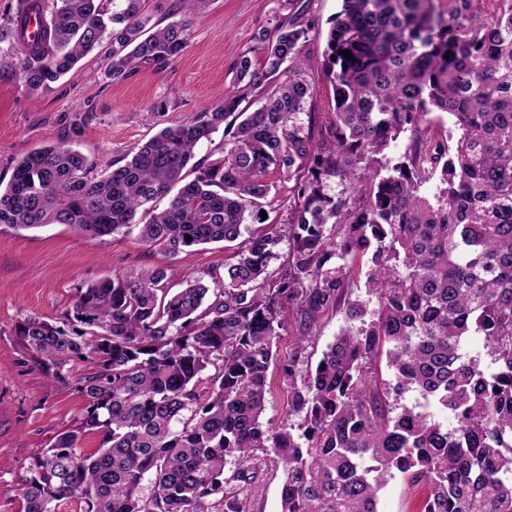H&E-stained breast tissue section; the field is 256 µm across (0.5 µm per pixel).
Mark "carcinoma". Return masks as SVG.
Returning <instances> with one entry per match:
<instances>
[{
  "mask_svg": "<svg viewBox=\"0 0 512 512\" xmlns=\"http://www.w3.org/2000/svg\"><path fill=\"white\" fill-rule=\"evenodd\" d=\"M499 2L484 17L468 14L471 0L448 11L341 0L326 50L334 107L317 140L299 118L315 93L302 76L307 32L290 23L260 39L262 69L239 59L221 105L163 128L107 175L90 176L66 140L16 163L1 225L135 231L172 257L219 242L227 253L209 285L185 275L175 289L173 270L143 269L76 289L58 325H17L51 380L91 364L74 387L86 403L76 429L29 462L23 512L68 499L84 512H250L267 459L284 468L281 512H378L396 476L428 486L422 512H512V0ZM189 36L185 20L158 26L148 0H18L0 20L32 91L107 39V74L123 82L167 68ZM263 85L261 106L241 107ZM433 112L452 123L445 139L419 131ZM221 128L224 155L195 159ZM271 169L294 181L284 224L259 217ZM332 178L344 191L328 192ZM366 255L373 306L345 294ZM287 307L304 322L281 365L296 426L264 420ZM329 311L345 327L306 368L310 327ZM472 336L490 365L464 351ZM408 391L425 404H397ZM88 434L101 437L92 454Z\"/></svg>",
  "mask_w": 512,
  "mask_h": 512,
  "instance_id": "1",
  "label": "carcinoma"
}]
</instances>
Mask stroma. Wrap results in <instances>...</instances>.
<instances>
[{
	"label": "stroma",
	"mask_w": 512,
	"mask_h": 512,
	"mask_svg": "<svg viewBox=\"0 0 512 512\" xmlns=\"http://www.w3.org/2000/svg\"><path fill=\"white\" fill-rule=\"evenodd\" d=\"M338 8L339 0H211L203 14L190 17V45L164 71L146 69L115 83L106 74L103 53L95 51L37 91L28 90L18 75H0V182H9L23 156L67 136L92 163L94 175H101L162 127L185 123L220 104L235 84L241 56L262 65L258 35L288 22L307 31L305 77L316 93L305 109L315 113L318 125H327L334 102L325 50ZM158 102L165 103L164 113H156ZM73 120L79 123L74 131L69 128ZM224 256L220 243L172 258L145 249L131 235L99 239L63 224L19 232L0 226V512H22L21 487L31 457L73 429L85 406L74 385L87 363L69 362L65 381L47 380L17 336L18 322L62 320L73 307L76 288L105 277L167 267L181 274L220 272ZM300 330L297 315L286 312L276 360L268 370L265 417L277 424L288 418L280 362ZM283 478L282 465H262L252 488V512H281Z\"/></svg>",
	"instance_id": "1"
}]
</instances>
